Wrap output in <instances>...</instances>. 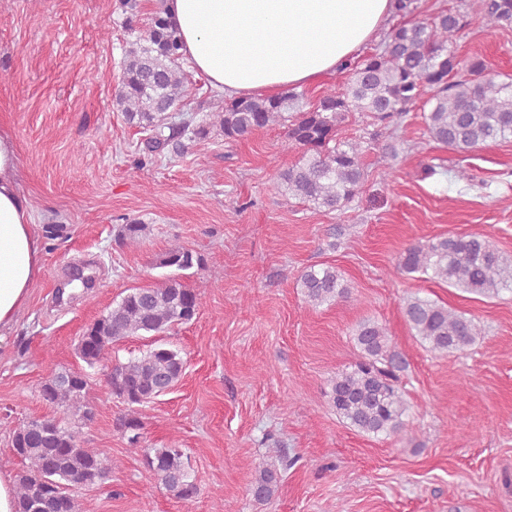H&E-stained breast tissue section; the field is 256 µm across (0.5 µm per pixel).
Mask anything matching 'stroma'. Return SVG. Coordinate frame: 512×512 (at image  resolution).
<instances>
[{"label": "stroma", "mask_w": 512, "mask_h": 512, "mask_svg": "<svg viewBox=\"0 0 512 512\" xmlns=\"http://www.w3.org/2000/svg\"><path fill=\"white\" fill-rule=\"evenodd\" d=\"M138 4L133 14L124 0H0V129L14 139L43 245L30 298L0 340V475L21 467L12 430L55 414L40 397L51 370L86 368L76 353L84 326L125 290L155 285L161 256L178 244L204 259L180 274L203 306L161 336L186 369L141 407V445L188 456L194 512H512V291L486 298L396 269L407 245L448 234L483 235L512 260V141L461 155L425 135L420 105L392 129L349 113L341 135L365 145V180L334 212L272 191L301 156L278 126L146 158L143 133L113 104L132 32L162 0ZM417 5L420 20L464 12L458 55L512 76V27L487 26L480 0ZM391 134L400 151L388 186L375 144ZM130 222L146 232L124 245L117 235ZM321 264L342 274L350 301L306 303L298 279ZM78 270L91 279L72 294ZM410 295L474 318L481 336L462 353H431L405 321ZM368 319L408 361L406 425L390 439L357 432L329 397L331 378L358 358L352 331ZM90 371L94 416L78 430L116 465L104 483L75 489L79 512H183L127 453L115 426L126 406L104 367ZM284 454L294 466L271 500H255L251 483Z\"/></svg>", "instance_id": "1"}]
</instances>
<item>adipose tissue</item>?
<instances>
[{
	"label": "adipose tissue",
	"instance_id": "ef3b65f1",
	"mask_svg": "<svg viewBox=\"0 0 512 512\" xmlns=\"http://www.w3.org/2000/svg\"><path fill=\"white\" fill-rule=\"evenodd\" d=\"M197 77L230 97L275 94L336 74L394 12L393 0H164ZM18 156L0 132V332L16 323L41 270Z\"/></svg>",
	"mask_w": 512,
	"mask_h": 512
}]
</instances>
